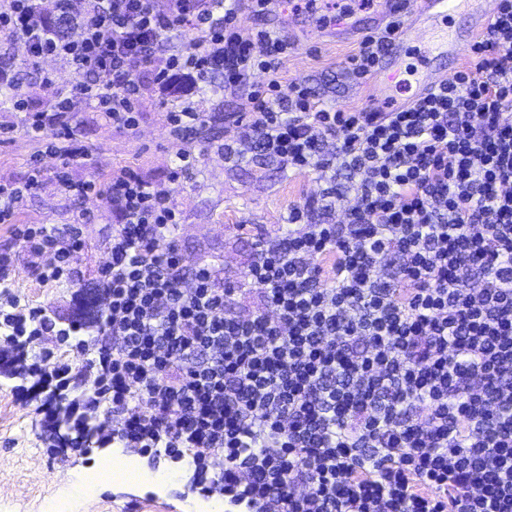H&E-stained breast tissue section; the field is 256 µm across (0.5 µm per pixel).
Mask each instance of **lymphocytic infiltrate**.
<instances>
[{
  "label": "lymphocytic infiltrate",
  "instance_id": "lymphocytic-infiltrate-1",
  "mask_svg": "<svg viewBox=\"0 0 512 512\" xmlns=\"http://www.w3.org/2000/svg\"><path fill=\"white\" fill-rule=\"evenodd\" d=\"M279 2L82 0L69 39L43 0H0L1 37L70 67L65 85L42 71L54 103L21 126L57 159L58 189L108 194L117 222L100 275L109 302L82 363L46 352L33 371L93 377L109 439L190 457L205 492L238 512H512V0H498L468 66L390 112L282 87L275 62L291 41L237 24L242 4L263 14ZM176 30L189 48L160 58ZM256 67L269 80L250 91L225 160L257 149L330 181L257 241L235 282L218 258L184 274L175 183L194 156L177 152L165 181L128 168L75 180L70 168L92 159L68 118L81 102L134 127L138 68L162 88L175 71L237 85ZM40 162L25 183L0 184V223L25 251L53 254L40 280L68 281L79 233L16 222Z\"/></svg>",
  "mask_w": 512,
  "mask_h": 512
}]
</instances>
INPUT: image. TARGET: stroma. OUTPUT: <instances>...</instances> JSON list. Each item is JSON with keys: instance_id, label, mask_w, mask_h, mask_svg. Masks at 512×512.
Listing matches in <instances>:
<instances>
[{"instance_id": "1", "label": "stroma", "mask_w": 512, "mask_h": 512, "mask_svg": "<svg viewBox=\"0 0 512 512\" xmlns=\"http://www.w3.org/2000/svg\"><path fill=\"white\" fill-rule=\"evenodd\" d=\"M308 29L309 40L295 44L278 60L276 75L282 85H305L320 99L340 107H367L369 83L355 80L344 68L356 43L340 44L317 27ZM438 42L437 25L423 23L415 51L401 55L396 64L392 93L397 102H406L418 93L427 71L447 76L455 73L450 58L441 56ZM43 68L53 70L60 81L69 79L65 60L49 58L35 67L26 63L22 44L0 41V74L21 81L36 106L45 100L39 81ZM266 79L265 73L252 70L240 85L218 93L202 81L179 83L165 94L151 91L141 101L132 128L112 126L97 112L84 109L78 115L77 139L92 154L96 167L74 169L73 178L83 180L95 172L131 168L145 177L165 180L178 150L198 154L193 173L176 186L182 216L177 230L182 264L189 270L201 259L219 257L227 274L238 273L250 261L259 237L281 233L288 222L289 206L318 195L325 186L313 171L290 175L261 156L233 163L216 152L217 144L238 137L232 116L249 111V89ZM185 101L197 111L222 110L230 118L209 135L196 131L175 141L169 135L166 114ZM0 127L11 132L10 139H0V184L24 182L32 173L31 155L42 152L44 144L21 130L18 114L10 105L0 106ZM41 163L50 170L56 160L43 154ZM82 209L90 214L89 222L80 227L87 247L78 257L80 276L71 283L41 282L37 274L52 263V254L34 255L21 249L11 226L0 224V251L14 255V270L6 286L0 287V349L9 332L3 318L11 313L12 303L44 307L61 320L82 326L104 308L99 271L110 260L108 244L115 223L108 196L77 200L49 183L27 199L18 221L52 225L66 234ZM87 338L84 329L71 336H33L27 350L33 357L49 350L55 361L77 365L82 358L75 346ZM34 382L28 369L10 374L0 366V512H186L188 506L206 503V496L190 489L194 472L190 459L174 462L117 443L95 446L85 453L71 448L76 433L63 423L62 407L69 404L76 414H83L85 404L95 396L91 378L68 376L57 394L49 389L34 390ZM111 452L123 453L140 469L138 484L99 475L102 456ZM159 471L170 474L167 485L155 484L154 475Z\"/></svg>"}]
</instances>
